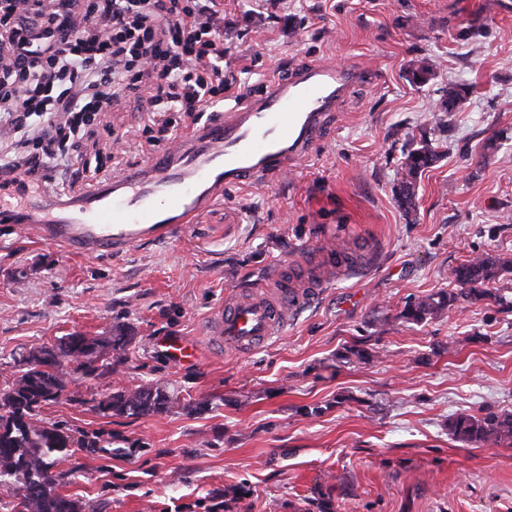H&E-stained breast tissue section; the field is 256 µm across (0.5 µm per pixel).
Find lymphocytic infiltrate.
I'll return each instance as SVG.
<instances>
[{"label":"lymphocytic infiltrate","mask_w":512,"mask_h":512,"mask_svg":"<svg viewBox=\"0 0 512 512\" xmlns=\"http://www.w3.org/2000/svg\"><path fill=\"white\" fill-rule=\"evenodd\" d=\"M224 0H0V189L87 179L124 102L142 152L223 103Z\"/></svg>","instance_id":"lymphocytic-infiltrate-1"}]
</instances>
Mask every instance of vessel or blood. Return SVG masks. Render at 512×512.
Masks as SVG:
<instances>
[{"label": "vessel or blood", "instance_id": "vessel-or-blood-1", "mask_svg": "<svg viewBox=\"0 0 512 512\" xmlns=\"http://www.w3.org/2000/svg\"><path fill=\"white\" fill-rule=\"evenodd\" d=\"M362 77L346 65L298 64L230 110L209 113L143 166L91 181L77 196L47 190L39 202L20 210L0 191V220L85 257L173 237L225 191L288 172L308 156L326 119ZM276 275L277 295L249 291L211 316L208 339L216 352L255 350L318 292L315 281L299 288L288 265H280Z\"/></svg>", "mask_w": 512, "mask_h": 512}]
</instances>
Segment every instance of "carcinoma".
Here are the masks:
<instances>
[{"label": "carcinoma", "instance_id": "cac0c4a2", "mask_svg": "<svg viewBox=\"0 0 512 512\" xmlns=\"http://www.w3.org/2000/svg\"><path fill=\"white\" fill-rule=\"evenodd\" d=\"M464 92V87L448 84L445 105L438 106V111H453ZM438 157L437 147L428 139L406 155L396 188L397 201L405 211L414 207L418 174ZM506 272H512L508 260L492 255L475 257L455 269L456 288L408 300L399 318L419 324L450 313L462 303L501 304V289L490 284ZM132 340L123 329L104 339L72 332L55 350L46 346L32 353L28 368L12 386L0 392V483L8 481L25 490L22 495L16 494L13 512H82L79 500L58 491L64 474L53 471L68 455L74 438L64 428L38 420V411L58 400L73 373L95 378L119 372L123 361L112 358L110 351H123ZM177 404L178 398L169 395L166 387L147 383L115 392L97 408L104 414L146 416L168 413ZM450 429L468 443L511 441L512 414L460 415L450 423Z\"/></svg>", "mask_w": 512, "mask_h": 512}]
</instances>
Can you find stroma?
Instances as JSON below:
<instances>
[{"label":"stroma","instance_id":"1","mask_svg":"<svg viewBox=\"0 0 512 512\" xmlns=\"http://www.w3.org/2000/svg\"><path fill=\"white\" fill-rule=\"evenodd\" d=\"M233 107L303 61L365 71L313 153L225 194L175 237L82 257L0 222V389L31 351L72 332L134 339L119 372L70 378L39 419L76 441L57 468L86 512H512V443L473 445L459 415L512 413V273L503 304L400 320L407 298L454 286L485 254L512 259V12L500 0H224ZM435 68L418 82L423 60ZM468 93L447 126L448 84ZM440 157L397 171L421 138ZM335 248L351 272L252 352L213 353L210 314L275 269ZM158 336L196 345L186 364ZM365 341V362L345 360ZM159 383L172 412L106 416L112 393ZM321 414H311V407ZM439 157L437 147L431 140L423 139L420 145L411 150L405 157L401 167L396 193L400 206L409 213L415 203V189L418 174L430 167Z\"/></svg>","mask_w":512,"mask_h":512}]
</instances>
